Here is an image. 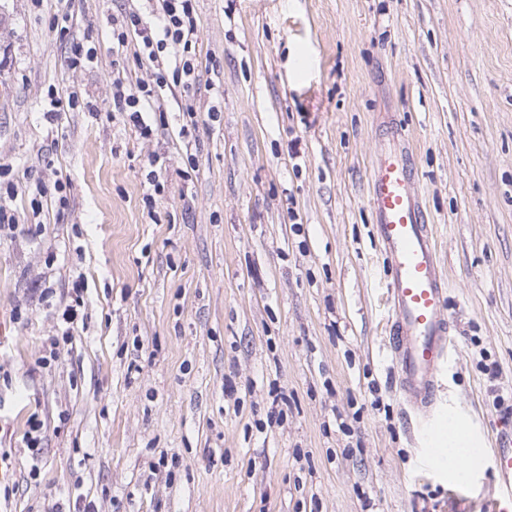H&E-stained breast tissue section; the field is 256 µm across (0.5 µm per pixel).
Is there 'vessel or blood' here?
I'll list each match as a JSON object with an SVG mask.
<instances>
[{"instance_id":"vessel-or-blood-1","label":"vessel or blood","mask_w":512,"mask_h":512,"mask_svg":"<svg viewBox=\"0 0 512 512\" xmlns=\"http://www.w3.org/2000/svg\"><path fill=\"white\" fill-rule=\"evenodd\" d=\"M374 235L388 260L392 311L386 328L394 381L409 421L427 431L439 411V374L457 346L446 310L447 280L441 269L433 225L415 188L412 153L390 148L368 174ZM498 494L512 501V434L492 450Z\"/></svg>"}]
</instances>
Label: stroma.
<instances>
[{
    "instance_id": "obj_1",
    "label": "stroma",
    "mask_w": 512,
    "mask_h": 512,
    "mask_svg": "<svg viewBox=\"0 0 512 512\" xmlns=\"http://www.w3.org/2000/svg\"><path fill=\"white\" fill-rule=\"evenodd\" d=\"M136 5L0 0V512H512L492 458L449 486L408 423L368 203L396 129L456 325L441 413L490 446L512 431V0H196L186 139L174 103L146 139L112 117V16ZM52 89L97 115L47 119Z\"/></svg>"
}]
</instances>
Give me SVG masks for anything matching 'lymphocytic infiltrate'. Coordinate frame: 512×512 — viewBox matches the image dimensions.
I'll use <instances>...</instances> for the list:
<instances>
[{
  "label": "lymphocytic infiltrate",
  "instance_id": "f902f5d3",
  "mask_svg": "<svg viewBox=\"0 0 512 512\" xmlns=\"http://www.w3.org/2000/svg\"><path fill=\"white\" fill-rule=\"evenodd\" d=\"M153 20H146L140 10L131 9L112 20V43L123 51L129 35L139 43L134 52L137 62L147 64L148 80L136 90H128L123 78H112V109L125 117L140 132L149 136L151 124L147 115L166 112L167 93L180 89L179 110L190 125H197L198 112L192 100L195 73L198 68L195 36L198 16L195 0H155Z\"/></svg>",
  "mask_w": 512,
  "mask_h": 512
}]
</instances>
